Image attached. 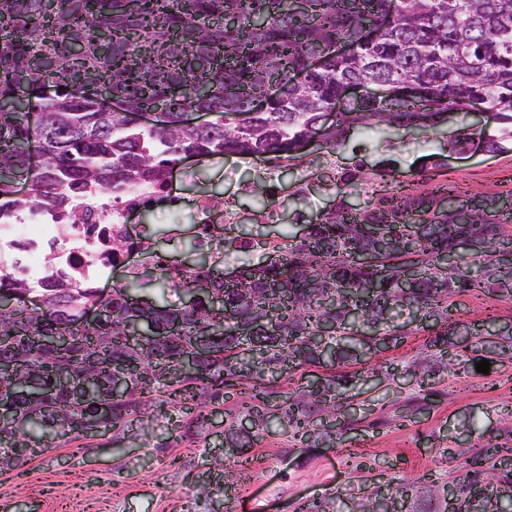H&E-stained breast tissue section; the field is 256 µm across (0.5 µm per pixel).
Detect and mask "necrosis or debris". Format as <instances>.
<instances>
[{
  "label": "necrosis or debris",
  "mask_w": 512,
  "mask_h": 512,
  "mask_svg": "<svg viewBox=\"0 0 512 512\" xmlns=\"http://www.w3.org/2000/svg\"><path fill=\"white\" fill-rule=\"evenodd\" d=\"M180 202L178 187L169 179L154 189L131 183L110 197L78 195L72 208L54 213L35 205L18 210L0 222V272L22 276L37 288L48 285L59 271L70 282L83 284L106 274L124 281L146 265L160 273H177L181 263L156 251L150 237L139 230L136 215L147 207ZM193 208L197 244L223 261L225 230L235 224V213L204 196L194 199Z\"/></svg>",
  "instance_id": "1"
}]
</instances>
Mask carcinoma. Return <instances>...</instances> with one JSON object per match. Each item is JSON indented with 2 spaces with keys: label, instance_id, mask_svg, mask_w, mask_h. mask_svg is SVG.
<instances>
[{
  "label": "carcinoma",
  "instance_id": "obj_1",
  "mask_svg": "<svg viewBox=\"0 0 512 512\" xmlns=\"http://www.w3.org/2000/svg\"><path fill=\"white\" fill-rule=\"evenodd\" d=\"M0 215L26 202L55 207L64 191L96 192L126 182L158 184L187 152L203 162L225 154L296 160L293 146L314 130L321 113L341 102L352 82L388 89L405 78L429 96H370L345 109L325 143L336 146L346 131L373 135L402 127L431 128L445 112H466L481 100L496 112V126L464 127L452 148L479 139L486 152H512V0H306L295 12L286 0H0ZM348 42L354 53L336 54ZM326 55L322 70L296 81L306 60ZM106 95L133 110L165 108L152 128L130 127L114 112H97ZM270 100L267 112L239 117L253 98ZM45 109L39 126L34 107ZM210 114L201 128L181 125L180 110ZM49 146L44 175L31 177L27 144ZM382 193L364 207L335 209L285 235L256 263L231 270L204 261L185 288L199 294L197 307L170 308L139 293V279L112 289L100 303L104 319L84 318L96 289L76 284L32 288L0 275V291L42 299L28 310L0 311V471L22 465L13 448L39 429L54 437L82 434L89 426L123 431L144 396L161 393L157 413L195 402L196 427L209 408L224 402L231 381L252 389L249 421L256 430L278 412L293 435L315 447L337 448L343 433L313 427L311 408L336 411L354 388L352 376L329 372L316 388L282 392L275 378L303 366L334 367L358 348L397 339L396 318L422 314L437 328L418 365L431 379L463 353L448 340L459 320L450 299L475 288L512 301V265L498 259L512 238L503 225L512 211L495 195L466 200L465 216L450 186L426 193L405 191L394 171L378 174ZM30 184L26 199L14 182ZM367 255L374 263L359 260ZM455 257L444 265L441 258ZM414 286H404L407 267ZM331 323L335 333L319 335ZM170 329L160 342L130 327ZM59 336L55 349L42 345ZM191 373L183 372L188 355ZM136 371L125 399H112V373ZM224 443L241 455L236 418L224 412ZM512 469L494 483L471 458L461 462L456 485L459 512H503ZM409 512H431L440 489L415 484L396 489Z\"/></svg>",
  "mask_w": 512,
  "mask_h": 512
}]
</instances>
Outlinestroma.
Wrapping results in <instances>:
<instances>
[{
	"label": "stroma",
	"mask_w": 512,
	"mask_h": 512,
	"mask_svg": "<svg viewBox=\"0 0 512 512\" xmlns=\"http://www.w3.org/2000/svg\"><path fill=\"white\" fill-rule=\"evenodd\" d=\"M457 120L419 133L399 131L368 137L345 134L336 149L320 144L301 159L183 162V196L204 194L233 199L238 226L272 241L294 233L339 201L364 205L377 187L378 171L391 168L426 189L425 179L453 181L463 193L512 196V152L499 155L455 151L451 140ZM335 163L350 186L346 196L323 178ZM281 200L277 223H262L271 194ZM193 212L154 207L139 222L159 252L193 261L200 248L188 229ZM462 325L487 332L512 328V301L469 291L453 297ZM408 336L385 341L360 353L347 365L350 373L382 367L389 377L367 385L343 408L354 427L344 448H315L293 439L278 424L259 433L247 431L246 415L238 426L250 450L246 461L228 458L224 446V411L239 404L238 387L225 389L206 430L187 431L191 414L176 421L158 417L138 437L117 439L106 429L67 445L39 451L28 462L0 473V512H304L316 501L333 499L336 512H351L364 491L412 479L452 491L460 474L459 453L482 457L485 466L512 462V354L485 356L440 372L432 387L414 376L427 355L424 341L434 331L425 321L411 324ZM489 359V373L475 363ZM209 497H198L201 485Z\"/></svg>",
	"instance_id": "obj_1"
}]
</instances>
